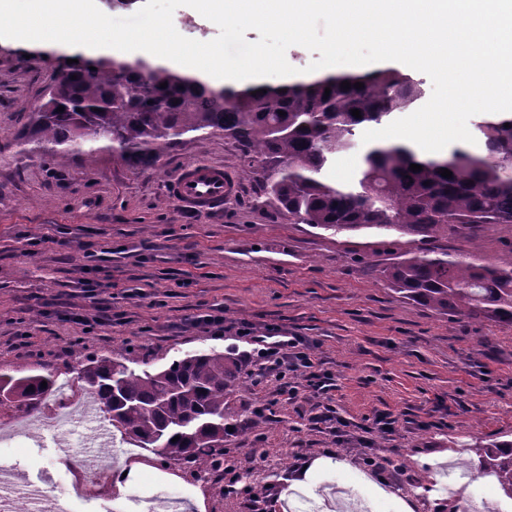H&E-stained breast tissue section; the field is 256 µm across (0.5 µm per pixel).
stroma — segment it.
I'll return each instance as SVG.
<instances>
[{
  "label": "stroma",
  "mask_w": 512,
  "mask_h": 512,
  "mask_svg": "<svg viewBox=\"0 0 512 512\" xmlns=\"http://www.w3.org/2000/svg\"><path fill=\"white\" fill-rule=\"evenodd\" d=\"M66 60L59 46L0 38V371L24 361L57 384L79 381L69 317L85 311L107 318L84 338L90 353L127 347L153 367L201 348L233 353L242 382L228 406L244 431L225 439L224 458L251 475L241 496L222 497L213 477L149 470L122 502H85L71 470L120 466L125 443L116 433L99 446L84 421L64 434L46 424L0 443L15 472L0 498L39 512L27 500L38 487L69 512H148L159 496L195 501L193 512H243L244 493L271 485L275 512H395V492L412 497L416 512H448L462 485L477 510L512 507L479 470L460 465L475 459L478 441L512 440V326L451 322L393 292L381 270L415 242L295 223L267 198L260 177L245 176L253 160L223 132L164 147L156 169L132 168L109 151L93 164L75 158L64 166L19 153L31 104ZM188 161L224 166L237 194L218 211L181 206L170 185ZM476 257L512 262V225L479 233ZM218 311L222 329L193 327L196 316ZM247 327L304 337L335 389L281 395L278 380L256 376L254 346L241 336ZM23 331L27 355L14 345ZM381 413L393 419V434L373 430ZM365 427L372 447L394 451L392 469L379 476L361 460ZM64 435L72 444L66 460L58 456ZM321 457L347 468L313 473L315 495L285 500L290 481Z\"/></svg>",
  "instance_id": "35a3bbf8"
}]
</instances>
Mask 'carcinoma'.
<instances>
[{"label": "carcinoma", "instance_id": "cac0c4a2", "mask_svg": "<svg viewBox=\"0 0 512 512\" xmlns=\"http://www.w3.org/2000/svg\"><path fill=\"white\" fill-rule=\"evenodd\" d=\"M64 70L45 93L47 111L33 115L21 152L62 165L75 157L90 164L110 150L132 167L148 168L159 162L162 146L222 130L261 159V170L248 173L260 175L269 199L299 224L332 234L375 230L414 242L512 224L508 112L490 113L478 124L476 152L456 147L445 157H422L405 144L370 145L361 148L355 184L336 186L324 178L337 153L357 146L363 127L423 96L420 84L395 67L245 89H215L149 59L121 55L80 56ZM344 81L364 87L345 90ZM60 106L64 111H57ZM353 109L361 117L352 116ZM412 164L422 170H409ZM442 168L453 176H441ZM382 274L395 293L438 315L512 325V263L420 248L394 258ZM76 346L88 391L126 443L194 475L224 471V439L240 431L226 404L238 382L231 354L199 350L136 369L127 351L85 355L83 342ZM53 386L52 376L25 365L1 372L0 409L31 416ZM477 452L479 468L490 471L511 500L512 441H494Z\"/></svg>", "mask_w": 512, "mask_h": 512}]
</instances>
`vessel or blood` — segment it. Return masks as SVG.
<instances>
[{"label":"vessel or blood","instance_id":"1","mask_svg":"<svg viewBox=\"0 0 512 512\" xmlns=\"http://www.w3.org/2000/svg\"><path fill=\"white\" fill-rule=\"evenodd\" d=\"M237 191V181L223 167L202 162L182 166L173 184L181 204L201 212L216 211Z\"/></svg>","mask_w":512,"mask_h":512}]
</instances>
